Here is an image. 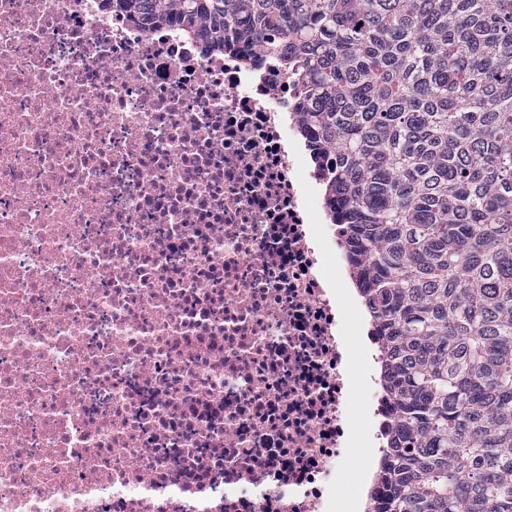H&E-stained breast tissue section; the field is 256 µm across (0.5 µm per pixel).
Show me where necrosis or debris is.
Listing matches in <instances>:
<instances>
[{
    "label": "necrosis or debris",
    "instance_id": "obj_1",
    "mask_svg": "<svg viewBox=\"0 0 512 512\" xmlns=\"http://www.w3.org/2000/svg\"><path fill=\"white\" fill-rule=\"evenodd\" d=\"M300 86L104 0H0V512H336L364 335Z\"/></svg>",
    "mask_w": 512,
    "mask_h": 512
}]
</instances>
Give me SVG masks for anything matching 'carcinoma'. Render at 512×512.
I'll use <instances>...</instances> for the list:
<instances>
[{"mask_svg":"<svg viewBox=\"0 0 512 512\" xmlns=\"http://www.w3.org/2000/svg\"><path fill=\"white\" fill-rule=\"evenodd\" d=\"M297 76L391 404L369 512H512V0H105Z\"/></svg>","mask_w":512,"mask_h":512,"instance_id":"obj_1","label":"carcinoma"}]
</instances>
